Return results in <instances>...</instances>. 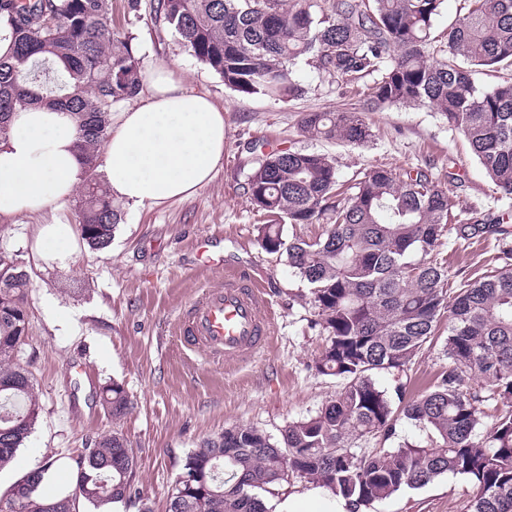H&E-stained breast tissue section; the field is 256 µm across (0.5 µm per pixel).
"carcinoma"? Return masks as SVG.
Listing matches in <instances>:
<instances>
[{
    "label": "carcinoma",
    "instance_id": "carcinoma-1",
    "mask_svg": "<svg viewBox=\"0 0 512 512\" xmlns=\"http://www.w3.org/2000/svg\"><path fill=\"white\" fill-rule=\"evenodd\" d=\"M445 0H157V12L191 50L243 95L286 100L302 94L294 67L304 59L345 83L374 77L363 108L305 112L301 132L359 146L372 137L363 113L385 105H423L468 142L501 197L512 199V79L491 89L478 72L512 69V0H467L448 24L440 48L431 30ZM112 0H0V31L11 38L0 55V137L12 115L50 103L70 112L86 178L81 238L109 245L120 221L96 178L109 137L112 106L142 89L132 44L115 37ZM46 62L63 79L52 89L34 66ZM244 191L250 205L277 218L259 230L262 248L286 255L310 286L327 342L315 370L342 380L316 414L288 423L276 439L246 425L204 440L188 456L189 484H175L168 512H267L260 492L289 483L283 473L346 499L351 512L401 487H421L445 472L462 474L475 494L469 512H512V227L453 213L455 203L428 170L372 169L354 192L338 189L335 161L322 153L251 142ZM286 224H324L312 240L289 241ZM473 244L495 242L502 266L450 293L448 273L433 258L442 233ZM30 277L0 288V469L11 463L38 421L42 405L19 353L29 333ZM448 317V367L431 390L394 405L372 378L406 372ZM506 402L487 437L476 439L482 406ZM100 400L115 421L132 408L118 383ZM423 440L358 455L348 442L388 439L399 419ZM136 454L123 433L98 437L76 459L72 493L48 501L15 481L0 512H70L76 501L100 507L132 497Z\"/></svg>",
    "mask_w": 512,
    "mask_h": 512
}]
</instances>
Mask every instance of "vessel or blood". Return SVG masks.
I'll return each instance as SVG.
<instances>
[{
  "instance_id": "b4317fda",
  "label": "vessel or blood",
  "mask_w": 512,
  "mask_h": 512,
  "mask_svg": "<svg viewBox=\"0 0 512 512\" xmlns=\"http://www.w3.org/2000/svg\"><path fill=\"white\" fill-rule=\"evenodd\" d=\"M267 321L262 284L236 269L222 287L207 290L179 314L177 326L185 345L209 358L241 360L261 350Z\"/></svg>"
}]
</instances>
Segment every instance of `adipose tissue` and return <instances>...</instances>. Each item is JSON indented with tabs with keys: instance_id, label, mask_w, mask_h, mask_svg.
Returning a JSON list of instances; mask_svg holds the SVG:
<instances>
[{
	"instance_id": "1",
	"label": "adipose tissue",
	"mask_w": 512,
	"mask_h": 512,
	"mask_svg": "<svg viewBox=\"0 0 512 512\" xmlns=\"http://www.w3.org/2000/svg\"><path fill=\"white\" fill-rule=\"evenodd\" d=\"M143 84L138 103L113 116L99 169L112 196L135 206L190 199L224 158V112L189 88L174 66L149 67ZM76 140L73 115L46 106L14 113L0 139V220L57 211L38 238L43 258L52 261L62 257L58 244L74 239L59 212L85 179Z\"/></svg>"
}]
</instances>
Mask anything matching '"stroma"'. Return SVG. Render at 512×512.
<instances>
[{"label":"stroma","mask_w":512,"mask_h":512,"mask_svg":"<svg viewBox=\"0 0 512 512\" xmlns=\"http://www.w3.org/2000/svg\"><path fill=\"white\" fill-rule=\"evenodd\" d=\"M156 3L112 0V30L131 41L140 65L176 63L189 86L208 92L223 109L224 159L213 180L191 199L159 207L122 205L107 248L95 250L79 239L67 246L62 263L38 253L45 216L0 222V251L14 255L31 277L30 333L21 358L42 402L32 435L0 479V496L51 456L62 461L60 486L72 487L77 456L91 440L118 429L137 454L133 498L122 512H139L144 505L167 512L168 493L202 440L239 424L276 438L288 422L316 414L335 397L339 380L314 368L326 334L317 323L309 288L286 257L267 253L260 244L259 227L269 218L253 209L243 192L251 159L247 143L332 156L344 192L369 169L401 174L425 167L455 201L456 214L477 204L498 215L512 205L439 113L421 106H384L367 112L373 136L363 145L308 139L298 127L300 113L362 107L372 78L341 83L302 61L295 68L304 89L298 98L241 96L157 17ZM452 172L459 181L449 182ZM205 234L223 236L226 262L250 270L268 286L271 331L263 351L243 363L205 362L185 350L176 333L185 303L224 283L223 270L207 267L196 254L195 241ZM436 251L448 268L451 290L497 267L490 241L467 246L446 233ZM65 323L73 326V334L61 335ZM447 335L443 318L434 343L420 350L410 370L376 373L378 387L391 396L396 386L405 385L410 398L426 391L448 365ZM114 382L124 386L132 402L117 423L98 398L102 387ZM472 497L468 479L447 472L424 486L401 488L361 512H467Z\"/></svg>","instance_id":"stroma-1"}]
</instances>
